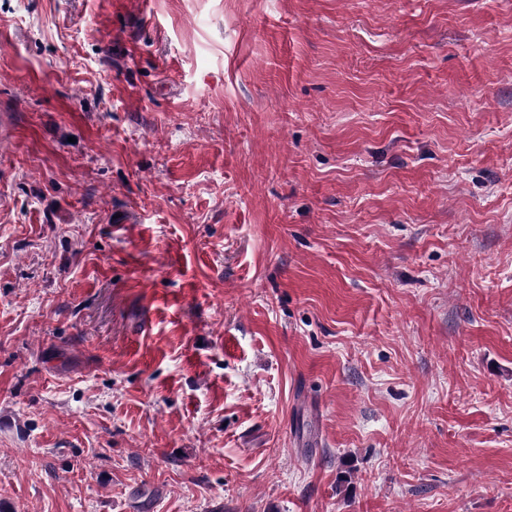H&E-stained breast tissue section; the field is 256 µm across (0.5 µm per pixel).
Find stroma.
Returning a JSON list of instances; mask_svg holds the SVG:
<instances>
[{
  "label": "stroma",
  "mask_w": 512,
  "mask_h": 512,
  "mask_svg": "<svg viewBox=\"0 0 512 512\" xmlns=\"http://www.w3.org/2000/svg\"><path fill=\"white\" fill-rule=\"evenodd\" d=\"M0 512H512V0H0Z\"/></svg>",
  "instance_id": "1"
}]
</instances>
